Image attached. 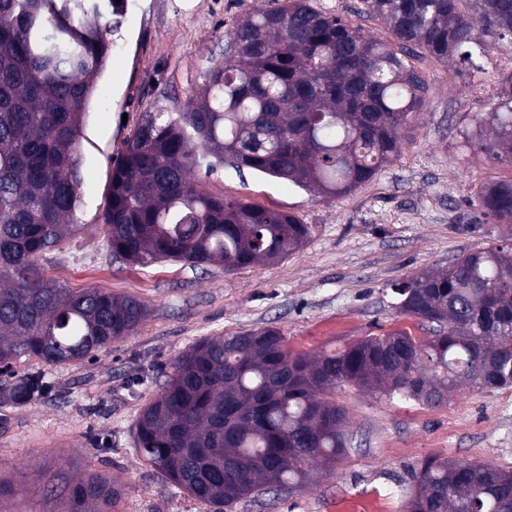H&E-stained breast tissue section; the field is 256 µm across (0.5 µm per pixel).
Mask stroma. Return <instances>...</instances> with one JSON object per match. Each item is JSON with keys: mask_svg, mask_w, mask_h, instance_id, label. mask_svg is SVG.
<instances>
[{"mask_svg": "<svg viewBox=\"0 0 512 512\" xmlns=\"http://www.w3.org/2000/svg\"><path fill=\"white\" fill-rule=\"evenodd\" d=\"M322 12L389 41L380 20L358 16L359 0H309ZM280 0H126L114 48L88 109L82 230L40 259L49 278L73 291L96 287L147 305L136 332L94 359L40 371L51 390L22 406L0 404V475L16 488L0 512H55L37 474L96 469L125 487L121 512H212L142 462L134 431L142 407L159 392L178 353L206 336L272 326L292 352L311 356L366 336L406 331L426 338V324L400 311L394 283L447 267L485 238L460 231L461 208L484 179L512 166L466 148L477 113L489 111L512 46L490 43L480 69L466 71L420 54L412 63L428 86L424 106L404 131L400 154L371 181L326 203L314 192L251 170L218 169L202 178L210 193L289 212L314 225L298 253L233 271L176 262L139 266L112 257L101 216L115 160L143 113L178 108L224 60L228 25ZM148 376L130 391L136 373ZM352 445L334 464L317 463L309 485L276 504L243 500L224 512H405L409 474L429 458L479 462L512 471V389L461 386L439 406L391 403L355 387L338 389Z\"/></svg>", "mask_w": 512, "mask_h": 512, "instance_id": "obj_1", "label": "stroma"}]
</instances>
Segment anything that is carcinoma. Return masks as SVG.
Returning a JSON list of instances; mask_svg holds the SVG:
<instances>
[{"label": "carcinoma", "instance_id": "obj_1", "mask_svg": "<svg viewBox=\"0 0 512 512\" xmlns=\"http://www.w3.org/2000/svg\"><path fill=\"white\" fill-rule=\"evenodd\" d=\"M474 11L463 9L465 2ZM395 42L284 0L225 33L224 64L175 112H147L112 168L102 217L112 255L147 266L240 269L302 249L314 227L260 204L207 192L195 174L231 164L286 179L327 199L372 180L402 150L400 131L427 86L412 65L421 49L471 69L486 39L512 42V0H361ZM116 0H0V394L30 402L48 388L47 365L92 359L130 336L147 306L100 288L73 292L45 277L39 258L83 229L85 117L112 49ZM467 144L512 161V74ZM463 229L512 232V176L481 183ZM400 311L429 324L367 336L309 357L274 327L207 336L176 357L139 413L142 461L194 499L224 512L303 488L307 467L347 448L338 386L438 406L461 385L512 388V243L486 245L446 268L394 285ZM63 512H118L120 483L106 474L44 472ZM407 512H512V472L482 463L425 460Z\"/></svg>", "mask_w": 512, "mask_h": 512}]
</instances>
